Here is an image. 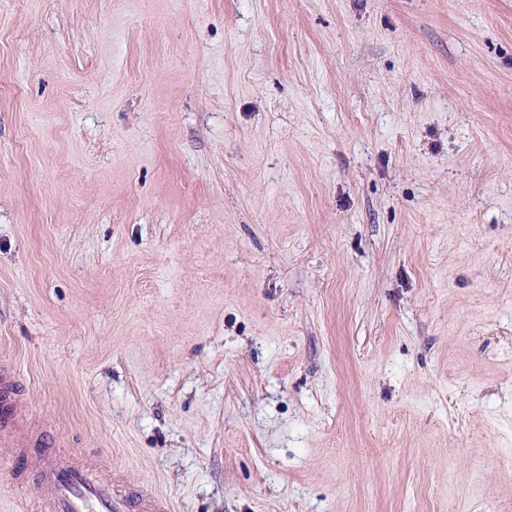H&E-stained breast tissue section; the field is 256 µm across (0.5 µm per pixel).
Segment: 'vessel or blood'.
Here are the masks:
<instances>
[{
  "mask_svg": "<svg viewBox=\"0 0 512 512\" xmlns=\"http://www.w3.org/2000/svg\"><path fill=\"white\" fill-rule=\"evenodd\" d=\"M10 364L0 363V444L25 454L30 433L15 417L7 397L15 389ZM46 506L43 512H168L166 500L154 491L126 489V478L113 472L110 481L98 480L86 459H64L48 454L40 462Z\"/></svg>",
  "mask_w": 512,
  "mask_h": 512,
  "instance_id": "vessel-or-blood-1",
  "label": "vessel or blood"
}]
</instances>
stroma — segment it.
<instances>
[{
  "mask_svg": "<svg viewBox=\"0 0 512 512\" xmlns=\"http://www.w3.org/2000/svg\"><path fill=\"white\" fill-rule=\"evenodd\" d=\"M0 360V512H512V0H0ZM15 383L12 366L0 363V444L7 443L11 448H17V455L23 456L30 446V433L14 415L17 403H5L8 394L15 390ZM86 459L45 455L40 462L46 507L43 512H167L166 500L153 490L128 492L126 478L112 472L109 482L93 475Z\"/></svg>",
  "mask_w": 512,
  "mask_h": 512,
  "instance_id": "35a3bbf8",
  "label": "stroma"
}]
</instances>
